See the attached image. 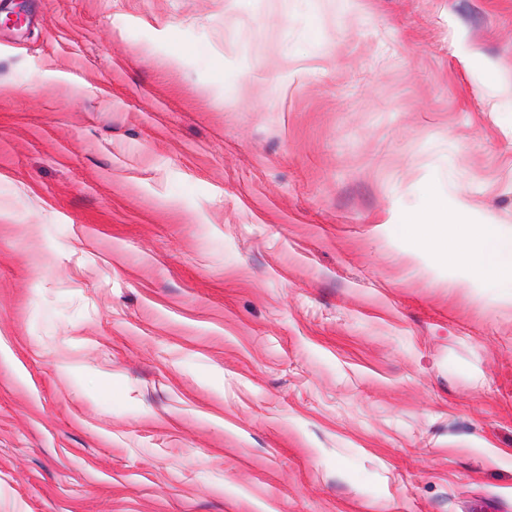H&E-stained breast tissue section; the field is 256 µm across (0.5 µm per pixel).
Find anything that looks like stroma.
I'll return each instance as SVG.
<instances>
[{
    "label": "stroma",
    "mask_w": 512,
    "mask_h": 512,
    "mask_svg": "<svg viewBox=\"0 0 512 512\" xmlns=\"http://www.w3.org/2000/svg\"><path fill=\"white\" fill-rule=\"evenodd\" d=\"M512 0H0V512H512ZM465 208L464 201L456 202L455 209H448L443 199L431 197L424 210L408 213L403 223L424 244L441 230L442 239L432 245L435 262L460 263L474 280L512 288V233H504L499 225H474L466 237L455 238V248L448 250V229L453 233L459 224L456 215Z\"/></svg>",
    "instance_id": "obj_1"
}]
</instances>
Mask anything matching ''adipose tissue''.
Instances as JSON below:
<instances>
[{
    "mask_svg": "<svg viewBox=\"0 0 512 512\" xmlns=\"http://www.w3.org/2000/svg\"><path fill=\"white\" fill-rule=\"evenodd\" d=\"M464 208V202L451 207L433 197L424 210L408 213L404 222L416 240L432 243L435 262L462 264L474 280L512 288V233L503 232L496 224H477L455 244L436 239V232L457 227L456 215Z\"/></svg>",
    "mask_w": 512,
    "mask_h": 512,
    "instance_id": "ef3b65f1",
    "label": "adipose tissue"
}]
</instances>
